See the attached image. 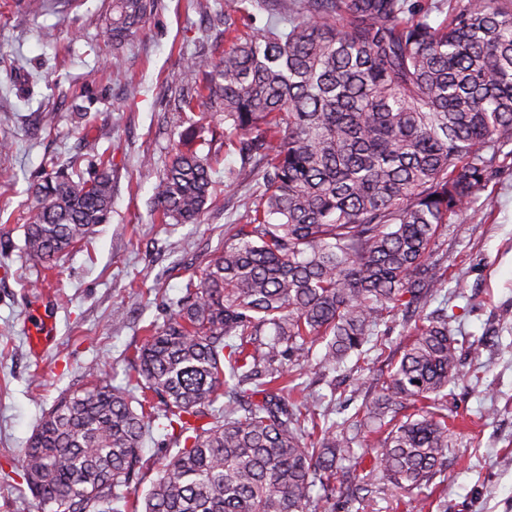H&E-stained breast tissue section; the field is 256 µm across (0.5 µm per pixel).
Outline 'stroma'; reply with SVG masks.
Here are the masks:
<instances>
[{"label": "stroma", "instance_id": "stroma-1", "mask_svg": "<svg viewBox=\"0 0 512 512\" xmlns=\"http://www.w3.org/2000/svg\"><path fill=\"white\" fill-rule=\"evenodd\" d=\"M112 0H0V512H41L19 461L58 398L84 388L88 366L115 386L135 376L144 328L163 324L192 272L223 249L245 221L256 178L229 181L237 153L222 151L217 188L196 224L159 223L154 184L185 128L176 111L186 60L209 65L224 52V27L190 0H157L144 26L113 51L104 33ZM108 153L115 174L112 211L90 241L61 255L54 270L25 250L36 201L31 187L47 160L88 163ZM483 197L442 229L435 256L448 282L425 310H443L463 345L459 378L444 407L457 425L452 452L433 480L448 512H512V155H501ZM49 298L53 330L32 355L26 315ZM124 316L114 319V307ZM384 353L367 370L355 358L319 369L322 345L304 357L299 378L309 402L343 423L371 403L410 338L383 324ZM361 512H420L383 477Z\"/></svg>", "mask_w": 512, "mask_h": 512}]
</instances>
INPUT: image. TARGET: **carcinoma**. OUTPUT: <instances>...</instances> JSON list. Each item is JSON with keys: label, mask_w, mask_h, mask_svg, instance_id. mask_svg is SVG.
Segmentation results:
<instances>
[{"label": "carcinoma", "mask_w": 512, "mask_h": 512, "mask_svg": "<svg viewBox=\"0 0 512 512\" xmlns=\"http://www.w3.org/2000/svg\"><path fill=\"white\" fill-rule=\"evenodd\" d=\"M155 2L112 0V43ZM445 6L448 21L432 26ZM195 8L224 16V55L210 71L187 61L178 107L224 113V131L186 128L158 175V219L198 223L221 139L242 159L233 177H250L253 162L262 183L174 315L146 327L141 396L90 368L94 383L42 418L22 478L42 512H126L143 440L164 419L177 450L132 512H307L314 485L358 501L378 474L426 488L451 449L439 401L458 378L459 347L448 318L418 312L448 282L439 231L512 143V0H280L288 28L258 36L240 32L247 0ZM91 166L77 183L53 164L33 185L25 247L50 269L109 218L112 161ZM415 315L377 410L351 420L372 436L359 477L344 465L351 439L286 395L302 370L286 359L320 341L321 366L334 369L362 355L381 322Z\"/></svg>", "instance_id": "obj_1"}]
</instances>
